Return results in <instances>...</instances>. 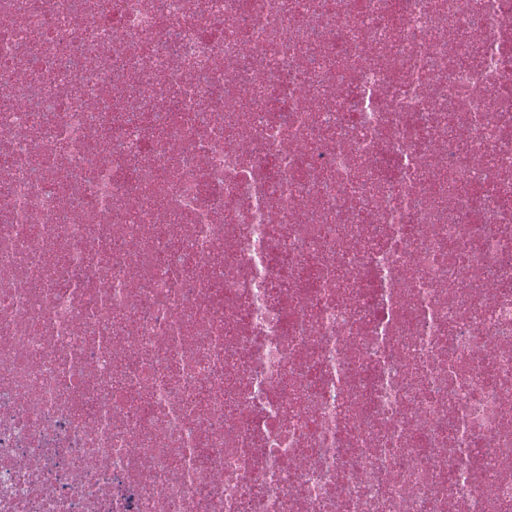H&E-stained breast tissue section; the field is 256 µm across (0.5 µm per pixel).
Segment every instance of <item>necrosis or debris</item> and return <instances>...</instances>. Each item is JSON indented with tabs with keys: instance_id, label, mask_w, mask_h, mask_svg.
Masks as SVG:
<instances>
[{
	"instance_id": "necrosis-or-debris-1",
	"label": "necrosis or debris",
	"mask_w": 512,
	"mask_h": 512,
	"mask_svg": "<svg viewBox=\"0 0 512 512\" xmlns=\"http://www.w3.org/2000/svg\"><path fill=\"white\" fill-rule=\"evenodd\" d=\"M0 512H512V0H0Z\"/></svg>"
}]
</instances>
